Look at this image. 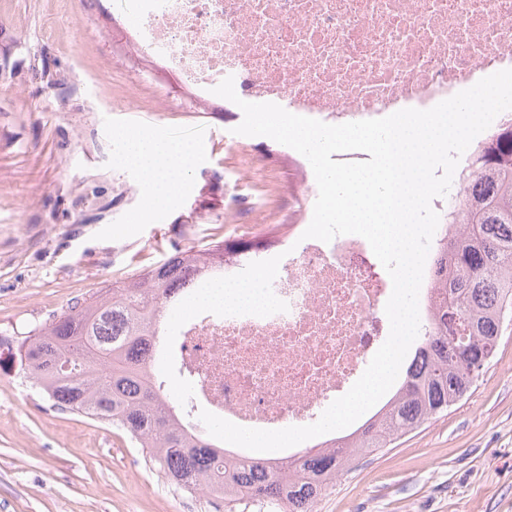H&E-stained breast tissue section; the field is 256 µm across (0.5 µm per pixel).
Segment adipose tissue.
<instances>
[{
  "mask_svg": "<svg viewBox=\"0 0 512 512\" xmlns=\"http://www.w3.org/2000/svg\"><path fill=\"white\" fill-rule=\"evenodd\" d=\"M123 159L142 173L148 190L149 208H157L175 198L197 148L190 142L158 138L138 130L122 131Z\"/></svg>",
  "mask_w": 512,
  "mask_h": 512,
  "instance_id": "adipose-tissue-1",
  "label": "adipose tissue"
}]
</instances>
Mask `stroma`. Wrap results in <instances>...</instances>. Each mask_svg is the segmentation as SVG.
Wrapping results in <instances>:
<instances>
[{"label": "stroma", "instance_id": "1", "mask_svg": "<svg viewBox=\"0 0 512 512\" xmlns=\"http://www.w3.org/2000/svg\"><path fill=\"white\" fill-rule=\"evenodd\" d=\"M125 0H0V330L25 333L175 251L286 244L288 146L193 110L128 51ZM198 142L180 194L145 215L118 134ZM258 170L236 177L243 152ZM0 512H270L172 487L121 430L0 378ZM314 512H512V321L457 405L340 472Z\"/></svg>", "mask_w": 512, "mask_h": 512}]
</instances>
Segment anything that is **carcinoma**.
<instances>
[{
  "label": "carcinoma",
  "instance_id": "cac0c4a2",
  "mask_svg": "<svg viewBox=\"0 0 512 512\" xmlns=\"http://www.w3.org/2000/svg\"><path fill=\"white\" fill-rule=\"evenodd\" d=\"M473 203L459 234H445L431 269L440 287L431 331L386 404L339 449L319 443L293 462L224 455L203 435L190 438L146 368L163 337L167 304L200 272L265 247L250 240L190 247L163 263L102 288L16 340L0 366L18 374L61 411L123 430L177 489L233 503H276L313 512L316 499L367 452L388 447L460 402L493 357L512 314V129L470 152Z\"/></svg>",
  "mask_w": 512,
  "mask_h": 512
}]
</instances>
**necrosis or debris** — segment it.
Listing matches in <instances>:
<instances>
[{
  "mask_svg": "<svg viewBox=\"0 0 512 512\" xmlns=\"http://www.w3.org/2000/svg\"><path fill=\"white\" fill-rule=\"evenodd\" d=\"M137 51L203 102L233 77L240 99L327 124L427 110L512 68V0H132ZM266 317L203 313L175 356L204 410L246 428L316 422L389 335L390 277L358 235L306 239Z\"/></svg>",
  "mask_w": 512,
  "mask_h": 512,
  "instance_id": "necrosis-or-debris-1",
  "label": "necrosis or debris"
}]
</instances>
